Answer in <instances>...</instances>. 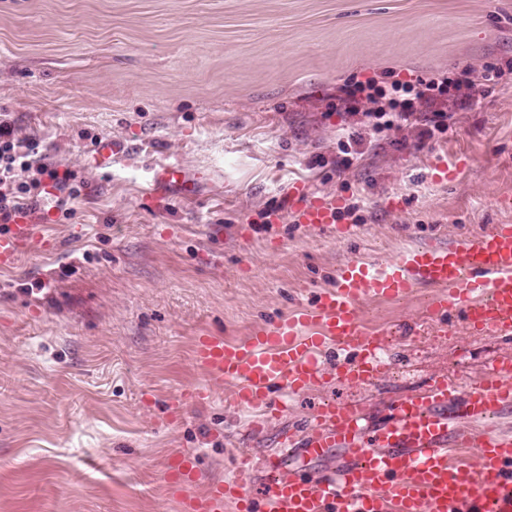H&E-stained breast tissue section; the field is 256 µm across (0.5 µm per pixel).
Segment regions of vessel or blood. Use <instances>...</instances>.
Returning a JSON list of instances; mask_svg holds the SVG:
<instances>
[{"label": "vessel or blood", "instance_id": "obj_1", "mask_svg": "<svg viewBox=\"0 0 512 512\" xmlns=\"http://www.w3.org/2000/svg\"><path fill=\"white\" fill-rule=\"evenodd\" d=\"M341 197H311L295 184L286 202L294 223L344 236L337 221ZM35 225L0 226V263L8 264L38 241ZM418 288L440 295L428 306L432 323L456 310L480 333L512 335V223L462 238L452 245H423L380 263L351 259L336 270L332 288L314 304L254 330L241 342L197 337L192 355L204 386L185 390L169 404L179 416L191 402L213 400L214 386H229L228 404L284 411L278 395L301 393L321 383L333 357L339 378L365 384L386 365L382 330L369 329L361 305L371 298L397 300ZM512 411V370L496 369L459 387L435 378L427 387L391 404L379 421L351 405L320 409L305 433L286 434L291 464L270 455L254 463L248 451L234 459V475L201 493L192 489L193 459L181 461L185 512H512V433L484 429L490 417ZM456 448H476V463L452 458ZM331 458L309 474L303 462ZM262 478L261 499L249 489Z\"/></svg>", "mask_w": 512, "mask_h": 512}]
</instances>
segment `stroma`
I'll list each match as a JSON object with an SVG mask.
<instances>
[{"mask_svg": "<svg viewBox=\"0 0 512 512\" xmlns=\"http://www.w3.org/2000/svg\"><path fill=\"white\" fill-rule=\"evenodd\" d=\"M510 60L512 0H0V119L79 192L32 214L47 247L0 265V512H182L178 458L195 456L200 492L232 477L238 449L281 453L325 405L377 419L435 378L463 387L512 365V339L427 325L435 291L420 288L364 304L390 341L371 385L331 372L277 416L215 402L169 417L203 382L198 336L246 339L347 260L512 222L510 80L445 105L438 139L418 136L426 107L338 164L367 109L339 101L347 82ZM104 140L124 152L97 170ZM436 159L460 163L455 181L434 177ZM166 162L192 196L154 191ZM299 180L344 198L349 236L293 223Z\"/></svg>", "mask_w": 512, "mask_h": 512, "instance_id": "obj_1", "label": "stroma"}]
</instances>
